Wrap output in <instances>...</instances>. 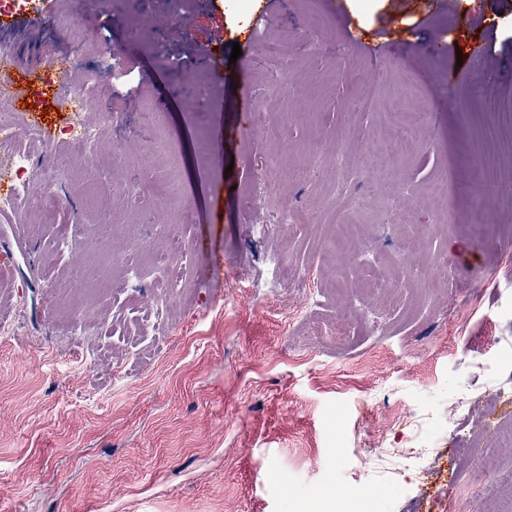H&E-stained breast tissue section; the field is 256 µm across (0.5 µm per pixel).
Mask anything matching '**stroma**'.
Instances as JSON below:
<instances>
[{"label": "stroma", "instance_id": "35a3bbf8", "mask_svg": "<svg viewBox=\"0 0 512 512\" xmlns=\"http://www.w3.org/2000/svg\"><path fill=\"white\" fill-rule=\"evenodd\" d=\"M93 2L81 13L54 0L51 18L22 32L20 57L70 49L75 25V77L133 58L148 89L123 107L100 91L77 114L101 165L63 142L76 115L48 86L32 84V106L10 111L45 190L0 218V248L17 223L35 227L0 287V512H304L318 493L341 503L365 490L392 512H432L422 476L401 489L357 476L346 456L432 430L458 389L467 408L429 470L445 468L452 486L480 479L470 448L487 424L512 423V199L472 167L484 121L472 91L512 102V0H404L398 11L391 0ZM269 37L284 42L281 61L230 62L234 43ZM438 38L450 52L434 51ZM200 45L214 60L173 65ZM396 101L413 143L377 167L376 132L397 122ZM159 127L171 172L148 149ZM218 127L224 154L200 163L195 140ZM93 184L146 246L113 238V269L145 271L112 296L108 320L75 331L86 258L53 243L103 222L86 207ZM342 220L366 233L339 250ZM174 229L189 262L158 325L152 264ZM274 254L279 288L267 285ZM444 264L453 275L436 278ZM365 267L412 279L381 304L345 277ZM492 454V500L463 490L448 512H512V449Z\"/></svg>", "mask_w": 512, "mask_h": 512}]
</instances>
